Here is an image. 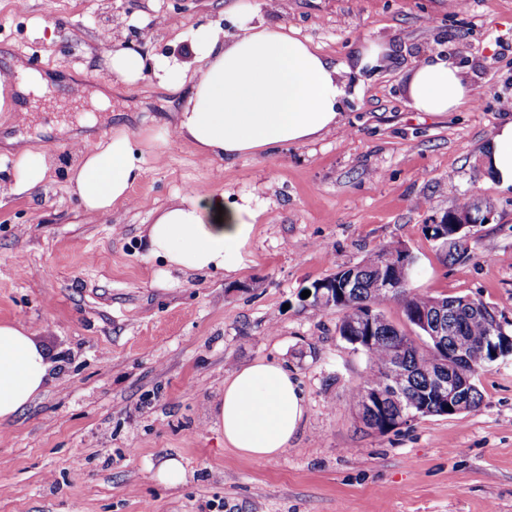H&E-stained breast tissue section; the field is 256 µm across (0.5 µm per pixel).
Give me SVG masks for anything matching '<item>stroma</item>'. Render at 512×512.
Here are the masks:
<instances>
[{
  "mask_svg": "<svg viewBox=\"0 0 512 512\" xmlns=\"http://www.w3.org/2000/svg\"><path fill=\"white\" fill-rule=\"evenodd\" d=\"M231 0H0V50L40 70L81 71L85 92L27 99L29 127L0 112L7 138L34 137L56 167L37 194L0 195V320L28 327L52 364L45 389L0 424V512H512V357L477 382L483 399L380 434L352 390L366 364L339 315L304 290L385 242L417 259L414 287L482 300L512 320V188L484 157L512 99V0H280L270 19L345 65L335 128L234 162L177 136L170 95L151 76L114 80L100 53L185 52L180 32L232 31ZM43 31H36V23ZM152 25L143 38V25ZM373 42L379 67L352 61ZM446 53L472 87L456 111H415V61ZM111 84L93 124L89 90ZM124 125L154 138L127 203L95 218L68 188L72 145ZM252 198L257 222L236 272H166L146 245L155 214L188 189ZM490 210L451 264L427 225L463 204ZM275 360L295 376L306 416L288 449L243 457L213 407L235 369ZM186 480L156 476L167 458Z\"/></svg>",
  "mask_w": 512,
  "mask_h": 512,
  "instance_id": "35a3bbf8",
  "label": "stroma"
}]
</instances>
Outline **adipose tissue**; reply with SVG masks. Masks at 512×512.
<instances>
[{"label": "adipose tissue", "mask_w": 512, "mask_h": 512, "mask_svg": "<svg viewBox=\"0 0 512 512\" xmlns=\"http://www.w3.org/2000/svg\"><path fill=\"white\" fill-rule=\"evenodd\" d=\"M233 33L202 25L184 34L188 51L144 60L132 46L106 51L117 80L133 84L152 72L158 85L184 90L174 129L206 158L233 161L284 144L311 141L339 121L341 65L315 52L294 30L263 18L258 10L232 6ZM408 94L419 112L440 115L472 97L460 70L433 55L415 63ZM13 175L0 192L39 191L53 171L51 154L10 138ZM143 146L121 127L79 150L69 187L85 214L111 213L127 201L140 173ZM485 167L501 187L512 188V120L498 126ZM258 211L250 198L197 191L179 195L146 228L149 253L184 273L232 272L254 231ZM51 364L32 332L0 322V423L13 420L44 390ZM306 414L305 398L293 375L273 361L238 368L224 382L216 423L225 443L246 458L285 452Z\"/></svg>", "instance_id": "adipose-tissue-1"}]
</instances>
